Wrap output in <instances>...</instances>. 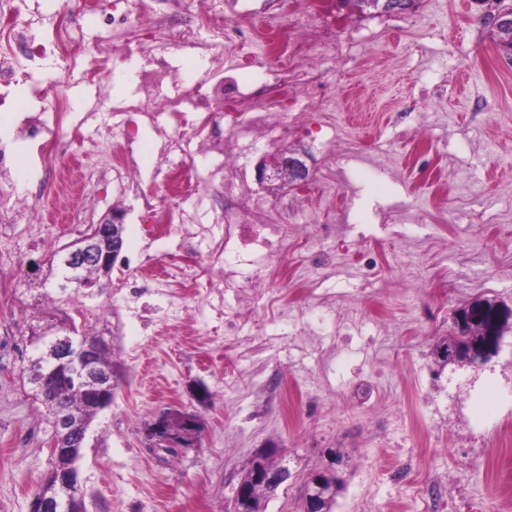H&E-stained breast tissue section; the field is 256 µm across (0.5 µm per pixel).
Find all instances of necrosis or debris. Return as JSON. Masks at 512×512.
Here are the masks:
<instances>
[{
  "mask_svg": "<svg viewBox=\"0 0 512 512\" xmlns=\"http://www.w3.org/2000/svg\"><path fill=\"white\" fill-rule=\"evenodd\" d=\"M285 0H263L261 11L238 10L233 0H122L105 8L98 0H82L78 12L59 11L50 28L19 22L14 0H0V112H15L12 141L0 139V170H8L15 148L36 157L40 168L62 174L70 165L67 141L45 117L46 95L33 74L53 48L70 47L57 84L65 88L72 73L94 92L90 111L107 113L117 145L110 165L134 171L142 124L158 125L163 117L192 113L190 129L173 130L156 161L162 175L163 195L138 190L137 197L150 231L178 237L177 247L200 253L191 264L173 259L158 264L155 258L139 259L126 277V286L140 294H156L168 284L187 285L199 278L218 279L231 291L236 306L225 308L224 327L234 329L249 320L241 299L279 277L280 269H267L264 259L285 255L297 238L292 222L295 201L280 199L266 209L240 178L238 155L232 147L246 133L275 129L288 138L307 130L296 112L295 90L303 89L318 105L320 124L331 127L335 115L326 100V75L318 66L321 53L342 56L344 24L328 12L324 0H303L302 10L284 16ZM88 17L87 29L77 27L78 17ZM210 38L201 41L200 29ZM262 45L264 60L249 83H239L228 63L245 47ZM108 50L113 69L131 70V89L117 103H108L100 72L89 60L92 49ZM208 60L211 77L189 85L181 77L180 59ZM28 85L39 105L16 110L14 93ZM200 134L199 149L221 161L224 171L220 192V217L224 235L209 241L198 252L194 236L180 219L175 202L191 186L187 132Z\"/></svg>",
  "mask_w": 512,
  "mask_h": 512,
  "instance_id": "obj_1",
  "label": "necrosis or debris"
}]
</instances>
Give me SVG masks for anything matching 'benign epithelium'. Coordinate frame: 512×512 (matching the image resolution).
I'll return each mask as SVG.
<instances>
[{
	"mask_svg": "<svg viewBox=\"0 0 512 512\" xmlns=\"http://www.w3.org/2000/svg\"><path fill=\"white\" fill-rule=\"evenodd\" d=\"M368 4L379 13L404 14L411 11L408 0H368ZM497 8L491 14L492 27L498 33L512 38V4L496 0ZM308 153L288 147L275 149L265 154L256 166V181L269 188L289 184L299 186L310 178V168L306 163ZM124 212L114 210L98 224L97 234L82 236L72 244L56 251L61 263L71 271V276L52 287L64 291L68 288L83 287L84 277L80 261L86 252L93 251L99 260V275L108 277L109 265L123 248ZM504 316L498 306L487 301H476L465 308L458 320L460 337L483 336L486 342L477 347H461L449 359L451 363L478 365L498 352L500 337L496 336ZM71 327L52 335L43 332L35 334L31 343L38 354L29 360V366L39 371L40 386L58 384L61 370L72 363L78 373L85 376L88 388L101 412L112 404L114 387L112 379L99 374L95 365L98 355L104 350L100 342H86L74 337ZM63 434L52 439L48 453L57 463L56 489L49 494L34 496L31 512H70L81 496L82 485L76 462L80 454L74 448L85 445L88 427L72 423L66 419L60 423ZM201 419L194 412L167 410L157 416L149 429L148 438L154 450L176 449L183 451L198 444L197 436ZM272 453L268 449L255 454L245 475L238 482L232 500L234 512H264L265 503L288 479V474L276 469L268 462ZM334 473L318 471L313 473L302 488L303 512H328V507L336 499Z\"/></svg>",
	"mask_w": 512,
	"mask_h": 512,
	"instance_id": "obj_1",
	"label": "benign epithelium"
}]
</instances>
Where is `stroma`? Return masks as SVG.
Returning a JSON list of instances; mask_svg holds the SVG:
<instances>
[{
  "instance_id": "obj_1",
  "label": "stroma",
  "mask_w": 512,
  "mask_h": 512,
  "mask_svg": "<svg viewBox=\"0 0 512 512\" xmlns=\"http://www.w3.org/2000/svg\"><path fill=\"white\" fill-rule=\"evenodd\" d=\"M494 0H418L403 15L334 4L348 46L328 64L336 125L318 141L276 133L239 139L241 175L253 180L263 153L306 148L312 179L336 169V195L309 190L297 230L323 251L274 257L287 279L250 302L251 321L224 333V307L208 280L168 299L127 307L114 289L145 255L165 258L171 238L141 231L140 204L126 174L106 188L36 199L32 157L18 151L0 190L37 202L39 220L0 229V512H30L51 468L53 428L20 370L34 348L31 328L71 315L112 339L118 387L93 421L78 462L86 512H230L235 487L256 451L278 447L289 470L266 512H302L304 479L340 457L344 484L332 512H512L499 491L512 484V320L485 365L447 366L432 350L457 335L470 303L512 307V64L496 55L483 16ZM90 95L72 88L84 118L69 152L91 169L111 153L104 115L85 117ZM178 202L209 237L215 219L208 167ZM125 211L124 245L103 291L69 303L38 287L52 250L108 212ZM288 307L335 305L336 320L308 332L281 327L269 294ZM168 408L197 412L199 447L165 464L145 435Z\"/></svg>"
}]
</instances>
